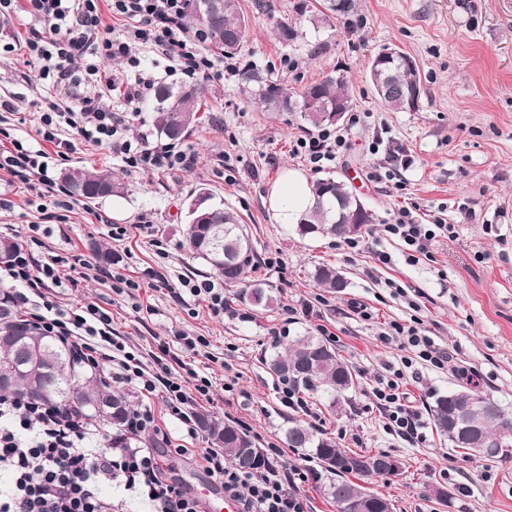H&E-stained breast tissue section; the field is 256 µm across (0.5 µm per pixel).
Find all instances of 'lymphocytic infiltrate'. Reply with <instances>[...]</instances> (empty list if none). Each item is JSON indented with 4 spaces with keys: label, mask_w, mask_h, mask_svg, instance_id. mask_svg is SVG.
I'll return each instance as SVG.
<instances>
[{
    "label": "lymphocytic infiltrate",
    "mask_w": 512,
    "mask_h": 512,
    "mask_svg": "<svg viewBox=\"0 0 512 512\" xmlns=\"http://www.w3.org/2000/svg\"><path fill=\"white\" fill-rule=\"evenodd\" d=\"M184 0H0V17L23 15L27 37L23 48L34 67V78L51 82L58 95L38 115L42 144L10 139L0 127V171L8 172L42 196L66 197V187L49 173L44 143L58 149L60 160L72 150L61 131L122 155L128 167L143 170L184 168L188 158L171 143L150 144L147 138L127 136L140 116V105L157 83L156 76L139 70L135 76L106 74L104 60L124 58L131 45L173 59L177 70L192 79H209L213 60L204 54L184 22ZM124 21L122 32L104 26L103 11ZM85 82V94L74 96L68 88ZM119 95L124 111H115L112 95ZM346 145L344 135L321 131L316 138L297 143L313 171L335 161ZM442 223L424 224L415 208L403 207L383 226L387 239L396 241L408 260L431 254L443 232ZM59 257L38 262L30 249L18 248L0 265V283L14 287L16 306L27 323L44 335L78 352L93 369L111 368L112 377L137 389L144 397L161 396L169 415L198 433L195 404L209 396L213 382L206 376L192 380L162 375L161 356L144 357L112 333V314L94 302L65 309L52 294L61 281ZM385 339L401 350L400 366L379 381L373 394L388 430L406 441H425L426 422L407 402L403 390L406 371L414 364L444 368L447 355L418 326L390 323ZM99 432L80 413L30 400L0 397V472L11 482L0 490V512H112V501L101 495L103 483L118 479L126 490L140 492L154 512H203L197 498L168 484L162 467L150 450L92 447ZM203 458L211 477L236 497L241 512H308L307 503L291 491L292 474L283 466L242 471L224 464V455L206 449Z\"/></svg>",
    "instance_id": "lymphocytic-infiltrate-1"
}]
</instances>
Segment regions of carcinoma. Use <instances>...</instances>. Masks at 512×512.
<instances>
[{
	"instance_id": "obj_1",
	"label": "carcinoma",
	"mask_w": 512,
	"mask_h": 512,
	"mask_svg": "<svg viewBox=\"0 0 512 512\" xmlns=\"http://www.w3.org/2000/svg\"><path fill=\"white\" fill-rule=\"evenodd\" d=\"M212 4L213 0H186L185 25L190 33L200 36L207 49L232 58L247 41L248 22L239 11L238 0H223L218 12L212 11ZM273 24L278 41L287 44L297 39L295 26L277 19ZM386 74L388 92L380 98L383 105L395 112L415 111L417 103L409 104L407 100L414 80L420 79L419 73L407 71L402 58L395 55L386 65ZM203 93L199 85H157L151 107L157 135L171 141L184 139L195 121ZM241 93L264 111L297 112L315 129L332 125L328 113L336 111L337 106L351 105L347 77L339 69L296 94L252 69L246 70L241 75ZM66 182L72 193L88 201L125 192V186L112 179L108 170H73L66 175ZM312 190V206L296 224L299 236L349 239L373 222L369 213L353 228L345 223L348 190L334 179H319ZM212 199L213 194L205 188L199 189L193 199L204 205L209 220L197 224L192 221L193 212H188L185 240L189 254L219 274L225 284L239 287V301L256 307L272 306L274 298L267 293V285L247 278L255 253L243 225L234 213L212 203ZM312 277L321 288L339 291L345 287L343 275L331 266L316 267ZM265 363L278 378L321 396L334 398L356 385L351 366L326 340L312 334L295 338L285 351ZM0 371L9 380L4 392L10 396L75 408L92 425L112 431V447H133V439L125 433V421L132 411L128 396L108 390L106 381L95 372L81 369L67 348L23 321L6 291L0 292ZM462 410L469 412L477 425H449L448 414ZM428 415L436 432L448 440V447L462 451L469 459L506 456L512 448V410L476 390L463 388L435 396L428 405ZM198 417L211 444L224 451V458L235 466L253 470L267 462L254 438L236 422L220 421L203 412ZM287 442L290 448L309 449L310 456L320 464L328 478L324 491L336 502L338 512H348L349 502L356 495L371 503V512H392L393 505L386 497L353 481L355 476L389 477L386 472L367 473L357 468L361 458H387L389 454L342 448L328 432L298 422L288 427ZM241 448L254 449L258 460L242 462Z\"/></svg>"
}]
</instances>
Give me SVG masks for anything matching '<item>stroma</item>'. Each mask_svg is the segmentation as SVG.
<instances>
[{"label":"stroma","mask_w":512,"mask_h":512,"mask_svg":"<svg viewBox=\"0 0 512 512\" xmlns=\"http://www.w3.org/2000/svg\"><path fill=\"white\" fill-rule=\"evenodd\" d=\"M250 26L248 42L233 58L238 68H256L292 92L322 73H347L352 107L337 133L350 146L321 172L309 171L294 151L299 137L315 136L295 112H261L240 92L236 76L211 78L191 135L179 149L194 158L189 169L143 172L124 169L120 157L76 143L67 162L50 160L54 179L80 167L110 170L127 187L122 196L95 202L75 201L63 219L43 222L41 199L23 185L0 180V196L12 201L0 210V238L30 243L36 258L84 256L90 268L66 270L55 295L60 305L94 301L112 313L114 331L144 352L168 347L171 354L213 381L209 398L197 407L241 424L259 448H280V464L298 466L296 484L308 512H338L324 495V472L307 450L287 445L293 411L281 406L280 381L264 362L295 337L313 334L333 344L357 375L355 389L338 403L306 393L313 412L310 424L332 433L345 448L384 451L402 463L400 475L373 478L367 485L386 495L393 512H512V456L469 461L427 429L426 441L412 444L390 434L374 403L379 379L400 365L396 344L380 338L382 323H408L418 316L440 348L448 353L445 369L417 367L406 391L414 405L426 407L434 395L463 387L477 390L512 409V0H355L348 16L331 17L314 29L299 19L300 7L327 13L330 0H239ZM274 15H267V6ZM300 23L294 43L276 39L273 20ZM391 46L418 62L423 93L412 112H391L378 99L369 79L368 60ZM22 56L0 57V97L15 102L12 137L31 141L36 114L47 105L24 75ZM387 124L412 155L395 180L382 178L380 155L371 148L374 125ZM304 171L309 181L333 178L356 192L376 221L360 235L363 252L347 249L337 237L301 238L294 225L277 223L269 195L283 168ZM207 189L243 219L258 260L250 275L266 283L275 302L267 309L236 300L225 288L228 308L213 315L206 302H175L168 292L144 283L154 268L170 283L182 277L209 278V268L183 246L188 205L194 192ZM419 206L424 223L442 219L454 225L456 239H439L432 255L407 262L399 246L385 239L381 226L400 206ZM472 219H465L464 210ZM154 224L157 236L138 228ZM38 232H31V225ZM123 227V242L113 227ZM391 253L390 266L376 267L373 250ZM335 267L345 277L342 291L318 288L315 266ZM139 282L137 290L118 293L120 279ZM419 292L417 309L387 288V281ZM310 303L311 316L289 322L286 306ZM367 305L368 315L357 311ZM206 337L223 363L209 361L180 345L175 330ZM133 407L151 405L161 433L146 440L164 461L167 481L189 490L201 456L211 442L205 434L189 437L164 410L160 398L145 401L135 389ZM437 488L445 500L425 496Z\"/></svg>","instance_id":"obj_1"}]
</instances>
